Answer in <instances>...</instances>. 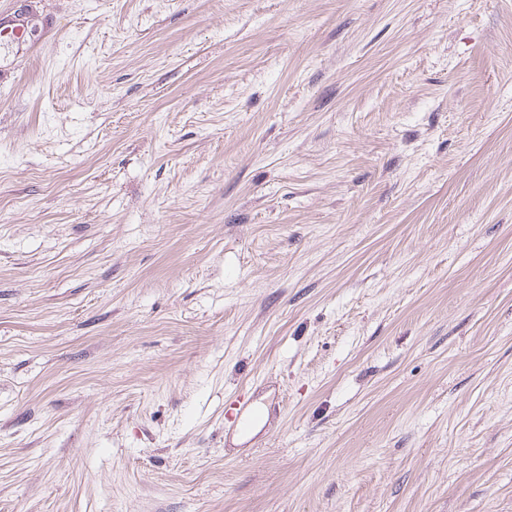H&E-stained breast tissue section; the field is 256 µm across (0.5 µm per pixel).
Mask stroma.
Here are the masks:
<instances>
[{"label":"stroma","instance_id":"1","mask_svg":"<svg viewBox=\"0 0 512 512\" xmlns=\"http://www.w3.org/2000/svg\"><path fill=\"white\" fill-rule=\"evenodd\" d=\"M11 7L0 512H512V0Z\"/></svg>","mask_w":512,"mask_h":512}]
</instances>
